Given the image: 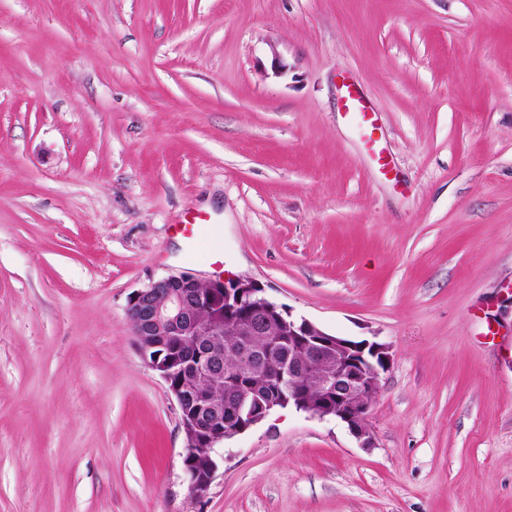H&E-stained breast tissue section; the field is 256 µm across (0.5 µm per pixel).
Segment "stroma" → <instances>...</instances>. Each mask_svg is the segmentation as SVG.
I'll list each match as a JSON object with an SVG mask.
<instances>
[{"instance_id":"obj_1","label":"stroma","mask_w":512,"mask_h":512,"mask_svg":"<svg viewBox=\"0 0 512 512\" xmlns=\"http://www.w3.org/2000/svg\"><path fill=\"white\" fill-rule=\"evenodd\" d=\"M175 271L388 346L374 447L280 409L192 496L126 313ZM0 512H512V0H0ZM342 102L347 121L362 134L365 144L377 157L383 170H388L389 162L382 149L378 147L375 132L378 129L376 113L372 111L360 90L351 82L342 85ZM208 219L201 213H193L182 224H176V230L185 239L187 248H199L206 237L212 241ZM213 242V241H212Z\"/></svg>"}]
</instances>
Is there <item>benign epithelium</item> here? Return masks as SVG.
Masks as SVG:
<instances>
[{
  "instance_id": "benign-epithelium-1",
  "label": "benign epithelium",
  "mask_w": 512,
  "mask_h": 512,
  "mask_svg": "<svg viewBox=\"0 0 512 512\" xmlns=\"http://www.w3.org/2000/svg\"><path fill=\"white\" fill-rule=\"evenodd\" d=\"M207 313L202 320L198 313ZM127 314L137 350L144 362L157 371L174 396L184 434V457L195 448H214L231 435L240 434L266 420L278 408L293 407L318 419L334 418L344 423L361 447L373 445L368 414L388 371L389 347L377 342L353 341L334 336L304 317L272 301L265 289L250 279L218 278L204 281L190 271H180L151 281L128 298ZM288 337V362L264 359L253 347V338L268 335ZM236 336L237 362L246 369L260 368L269 382L288 390L271 397L261 410L245 413L237 425L226 430L220 406L206 388L185 386L155 349L166 342L173 348L193 344L201 348L193 375L201 380L214 365L222 335ZM303 380L321 390V399L311 402L298 390ZM216 463L211 461L188 478L191 494L203 497L211 484Z\"/></svg>"
}]
</instances>
